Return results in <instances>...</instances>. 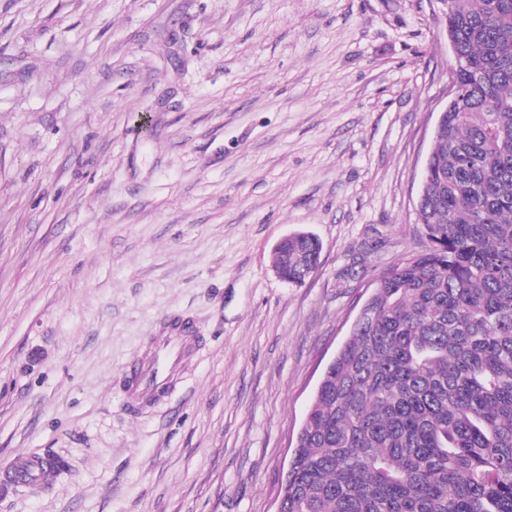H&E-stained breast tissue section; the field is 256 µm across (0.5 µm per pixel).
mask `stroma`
I'll list each match as a JSON object with an SVG mask.
<instances>
[{
  "label": "stroma",
  "mask_w": 512,
  "mask_h": 512,
  "mask_svg": "<svg viewBox=\"0 0 512 512\" xmlns=\"http://www.w3.org/2000/svg\"><path fill=\"white\" fill-rule=\"evenodd\" d=\"M443 0H0V512H276L373 281L415 250ZM322 244L279 279L287 234ZM197 341L165 404L121 379ZM321 251L322 245L314 235L308 232L291 233L276 245L273 253V265L288 275V279L281 272L275 270V273L282 281L291 284L304 280L319 266ZM153 336L148 354L130 360L123 371L129 409L137 412L143 404H161L177 384L181 370L189 358L191 338L183 323L170 324ZM51 467L45 466L40 458L22 455L12 462L4 476L12 483L38 486L50 476Z\"/></svg>",
  "instance_id": "obj_1"
}]
</instances>
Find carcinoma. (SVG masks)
I'll use <instances>...</instances> for the list:
<instances>
[{"instance_id":"obj_1","label":"carcinoma","mask_w":512,"mask_h":512,"mask_svg":"<svg viewBox=\"0 0 512 512\" xmlns=\"http://www.w3.org/2000/svg\"><path fill=\"white\" fill-rule=\"evenodd\" d=\"M460 63L418 198L296 441L280 512H512V0H447ZM294 232L288 282L320 263Z\"/></svg>"}]
</instances>
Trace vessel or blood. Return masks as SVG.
I'll use <instances>...</instances> for the list:
<instances>
[{
  "instance_id": "1",
  "label": "vessel or blood",
  "mask_w": 512,
  "mask_h": 512,
  "mask_svg": "<svg viewBox=\"0 0 512 512\" xmlns=\"http://www.w3.org/2000/svg\"><path fill=\"white\" fill-rule=\"evenodd\" d=\"M191 338L183 323L170 324L164 333L152 337L148 354L130 360L123 371L125 393L130 411L143 405L161 404L177 384L181 370L189 358ZM50 471L38 458H16L5 472L9 482L38 486Z\"/></svg>"
}]
</instances>
